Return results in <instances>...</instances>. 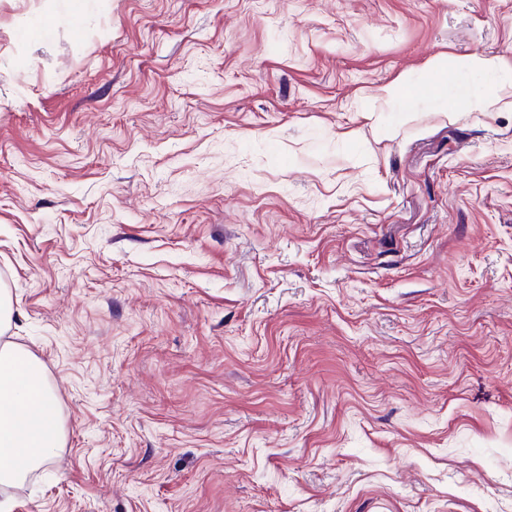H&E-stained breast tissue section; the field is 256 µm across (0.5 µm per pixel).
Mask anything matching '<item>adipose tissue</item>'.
<instances>
[{
	"label": "adipose tissue",
	"instance_id": "1",
	"mask_svg": "<svg viewBox=\"0 0 512 512\" xmlns=\"http://www.w3.org/2000/svg\"><path fill=\"white\" fill-rule=\"evenodd\" d=\"M57 404L42 365L26 349L0 344V485L23 481L62 446Z\"/></svg>",
	"mask_w": 512,
	"mask_h": 512
}]
</instances>
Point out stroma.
I'll return each mask as SVG.
<instances>
[{
    "label": "stroma",
    "mask_w": 512,
    "mask_h": 512,
    "mask_svg": "<svg viewBox=\"0 0 512 512\" xmlns=\"http://www.w3.org/2000/svg\"><path fill=\"white\" fill-rule=\"evenodd\" d=\"M474 55L512 0H0L5 338L65 431L7 512H512Z\"/></svg>",
    "instance_id": "1"
}]
</instances>
